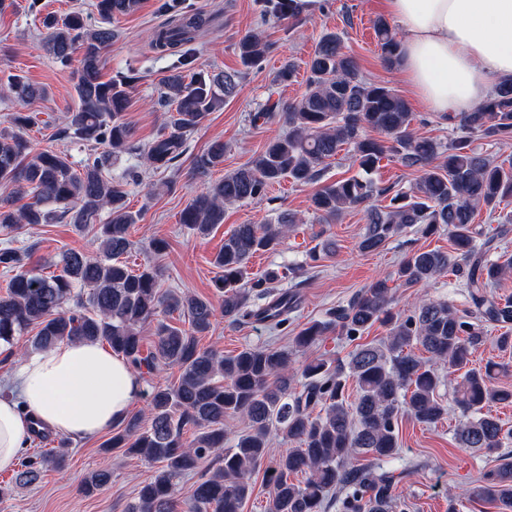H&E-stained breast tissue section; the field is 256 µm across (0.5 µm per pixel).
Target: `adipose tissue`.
Returning <instances> with one entry per match:
<instances>
[{
	"label": "adipose tissue",
	"mask_w": 512,
	"mask_h": 512,
	"mask_svg": "<svg viewBox=\"0 0 512 512\" xmlns=\"http://www.w3.org/2000/svg\"><path fill=\"white\" fill-rule=\"evenodd\" d=\"M397 24L401 70L432 112L472 111L512 78V0H382ZM16 395L0 397V470L15 467L32 421L82 441L123 419L142 381L122 357L90 342H60L19 361Z\"/></svg>",
	"instance_id": "ef3b65f1"
}]
</instances>
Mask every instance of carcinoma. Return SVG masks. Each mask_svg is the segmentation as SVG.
<instances>
[{"label": "carcinoma", "mask_w": 512, "mask_h": 512, "mask_svg": "<svg viewBox=\"0 0 512 512\" xmlns=\"http://www.w3.org/2000/svg\"><path fill=\"white\" fill-rule=\"evenodd\" d=\"M267 13L279 21L296 23L301 14L296 0H264ZM143 0H94L100 24L90 26L80 12L58 20L47 17L44 47L56 62L67 65L80 53L75 90L79 105L65 116L66 133L107 147L87 158L77 170L68 156L52 149L32 151L23 129L36 123L33 114L17 113L11 126L0 128V183L16 198L30 202L15 209L0 200V228L24 224L69 223L83 231L96 229L98 252L64 249L53 262L58 272L44 274L27 268L30 251L0 248V267L14 272L6 294L0 295V344H13L30 327L37 329L31 347L38 351L62 341L104 342L136 371L165 368L180 371L178 382L159 386L150 395V425L139 413L126 416L102 451L136 454L160 464L127 512H175L178 480L200 468L209 457L223 465L201 478L187 503V512H241L254 491L253 478L273 454L270 435L276 430L293 444L266 470L270 494L267 512H325L330 501L336 512H404L396 492L395 471L386 467L398 457V421L408 417L433 425L447 413L440 397L443 383L452 385L458 412L456 439L462 448L494 453L512 430L489 408L512 403V389L493 383L496 364L472 367L471 356L483 340L481 325L471 313L461 314L447 300L421 299L409 312L394 310L392 288H420L454 271L463 279L474 313L481 320L512 324V297L493 298L487 288L512 273V257L497 254L498 241L508 235L512 216H500L498 231L475 227L481 208L493 215L512 199V158L500 160L474 146L477 139L512 141V79L498 81L490 98L471 112L450 116L459 121L457 135L444 143L422 136L413 128V113L395 89L365 80L355 58L343 50L337 32L321 36L309 61L310 76L301 98L292 103L267 99L250 114L254 125L278 117L288 131L269 140L247 164L208 182L181 211L179 223L196 235H208L224 223V206L261 201L268 188L284 178L297 185L319 184L310 210L319 222L330 224L348 209H361L365 232L358 250L371 253L414 228L427 236L448 225L452 249H411L390 278L378 279L326 318L302 328L294 346L306 349L336 334L351 341L379 323L388 329L379 343L357 348L347 367L325 360L307 364L301 390L292 391L288 352L273 347H245L225 355L199 345L212 328L216 313L236 324L264 323L288 328L297 308L301 278L332 254L330 244L310 248L300 265L273 269L264 278L249 279L248 263L257 253L275 251L291 225L292 213L270 224H238L224 237L214 256L220 270L216 288L220 307L188 293L163 291L160 268L147 264L134 272L121 257L131 247L128 231L142 213L127 203L125 183L137 182L142 171L173 169L186 151L187 136L207 113L236 95L241 72L199 70L170 74L161 104L167 109L159 131L144 146L133 142L125 114L128 88L134 73H120L105 81L101 75L104 51L115 33L112 18L132 15ZM209 22L198 12H180L155 29L151 46L172 52L192 42ZM383 63L400 62L398 36L384 19L373 21ZM260 34L247 31L237 41L240 64L250 69L270 51ZM16 97H43L22 77L9 78ZM378 136H372V133ZM351 152L357 174L333 181L324 179L328 161L343 147ZM135 155L143 169L127 171L125 181L104 174L115 155ZM388 159L417 173L407 189L382 186L373 178ZM224 163V144L214 143L196 156L189 178L206 175ZM386 197L385 209L372 205ZM292 282L289 292L274 283ZM188 316L191 331L168 322L174 313ZM154 325V345L144 344L141 330ZM448 366L446 379L441 365ZM357 384V398L346 397L345 376ZM238 417L246 425L233 448H224V420ZM194 429L192 442L185 431ZM368 454L377 465L360 462ZM67 465L64 451L35 452L20 459L12 482L31 484L51 468ZM301 473L294 483L290 476ZM112 482V472H93L83 493L93 495ZM467 499L496 504L498 512H512V454L481 474L465 491Z\"/></svg>", "instance_id": "obj_1"}]
</instances>
